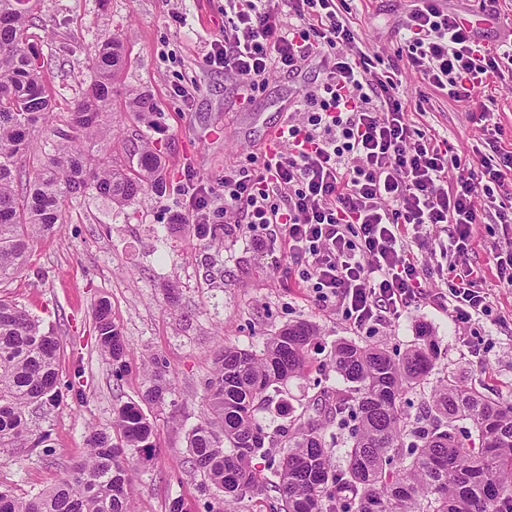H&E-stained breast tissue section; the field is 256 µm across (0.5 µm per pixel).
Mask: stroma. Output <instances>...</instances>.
Returning <instances> with one entry per match:
<instances>
[{
	"instance_id": "obj_1",
	"label": "stroma",
	"mask_w": 512,
	"mask_h": 512,
	"mask_svg": "<svg viewBox=\"0 0 512 512\" xmlns=\"http://www.w3.org/2000/svg\"><path fill=\"white\" fill-rule=\"evenodd\" d=\"M356 35L353 51L367 54L373 75L395 74V96L412 125L447 139L461 158L499 148L512 151V66L494 76L485 94L459 103L408 67V45L397 27L411 0H334ZM36 23L29 44L51 57L45 79L55 99V128L66 119L93 80L91 55L97 41L116 35L124 42L123 69L112 86L114 131L107 159L112 166L136 165L133 144L148 142L164 167V197L146 193L117 207L94 192L78 194L66 207L60 232L38 240L27 267L0 283V296L25 307L61 340V381L78 380L84 393H64L56 406L33 414L31 427L48 435L50 449L0 447V485L15 494H36L63 477L83 452L88 426L108 428L117 404L139 401L146 384L143 363L157 356L172 380V405L146 408L155 425V454L140 466L130 512H169L182 499L192 512L218 507L221 492L204 486L191 470L185 435L207 411L205 382L220 345L261 348L280 327L312 322L317 339L309 352L310 371L272 392L258 413L271 439L313 399L332 393L342 380L331 366L338 342L379 344L399 354L417 341L419 325L436 337L440 356L431 375L452 371L484 388L495 399L512 400V288L501 287L497 257L512 252V223L489 212L473 231L469 260L492 290L487 315L454 323L446 309L422 306L400 319L357 332L339 309L300 285L283 241L257 249L246 226L224 227V247L198 240L193 225L178 222L184 208L179 188L187 174L213 196L233 166L254 161L277 127L282 112L323 76L320 59L294 72H280L243 103L234 78L204 67L203 57L224 23V0H31ZM442 9L472 22L484 41L512 39V0H440ZM192 97L180 96V89ZM142 95L152 110L138 111ZM494 114L496 127L485 135L473 115ZM179 301L170 304L169 284ZM108 300L112 319L132 352L128 369L115 373L98 345L93 310Z\"/></svg>"
}]
</instances>
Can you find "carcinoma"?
Returning <instances> with one entry per match:
<instances>
[{"label":"carcinoma","mask_w":512,"mask_h":512,"mask_svg":"<svg viewBox=\"0 0 512 512\" xmlns=\"http://www.w3.org/2000/svg\"><path fill=\"white\" fill-rule=\"evenodd\" d=\"M34 24L30 0H0V283L23 271L37 239L59 230L69 197L91 190L124 207L148 191L160 197L167 190L149 145L133 169L101 157L112 141V79L124 62L123 42L114 35L97 43L94 80L67 129L54 130L59 141L51 153L21 176L33 133L53 116L45 62L24 48ZM94 319L99 349L126 367L129 350L107 301ZM420 337L398 356L376 344H336L332 367L348 388L316 399L288 426L272 479L255 463L266 455L256 412L269 402V389L306 374L316 329L297 321L267 337L259 351L220 347L206 382L208 415L187 434V463L224 493V504L250 495L269 512H512V401L449 373L410 416L407 394L425 388L439 356L428 331ZM60 347L52 329L0 297L1 447H49L46 435L34 436L30 415L61 397ZM144 366L141 401L162 407L173 391L166 366L157 357ZM459 420L471 421L473 432L457 434ZM330 425L349 430L340 468L326 445ZM84 445L83 457L52 487L25 497L0 489V512H129L133 472L155 447L154 424L139 404L126 402L113 411L112 429H90Z\"/></svg>","instance_id":"carcinoma-1"}]
</instances>
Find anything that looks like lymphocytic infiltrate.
Wrapping results in <instances>:
<instances>
[{
	"label": "lymphocytic infiltrate",
	"mask_w": 512,
	"mask_h": 512,
	"mask_svg": "<svg viewBox=\"0 0 512 512\" xmlns=\"http://www.w3.org/2000/svg\"><path fill=\"white\" fill-rule=\"evenodd\" d=\"M286 2L282 10L274 0H225L231 16L203 64L232 75L246 101L271 72L312 57L324 59L323 76L286 113L257 165L225 169L223 205L194 188L185 221L232 214L257 245L282 237L299 281L313 282L319 299L335 302L360 332L434 300L459 323L487 312L485 276L468 252L495 189H512V154L496 164L485 156L450 164L447 141L416 133L393 76L371 81L366 55L348 52L355 36L333 0ZM401 28L408 65L457 101L481 94L501 61H512L511 44L482 43L437 0H414ZM441 224L454 262L435 292L409 230Z\"/></svg>",
	"instance_id": "lymphocytic-infiltrate-1"
}]
</instances>
